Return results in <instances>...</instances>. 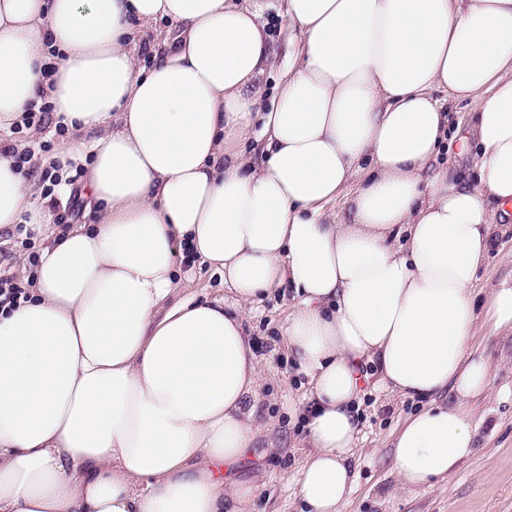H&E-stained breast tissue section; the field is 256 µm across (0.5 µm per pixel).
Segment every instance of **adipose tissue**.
I'll use <instances>...</instances> for the list:
<instances>
[{
  "instance_id": "obj_1",
  "label": "adipose tissue",
  "mask_w": 512,
  "mask_h": 512,
  "mask_svg": "<svg viewBox=\"0 0 512 512\" xmlns=\"http://www.w3.org/2000/svg\"><path fill=\"white\" fill-rule=\"evenodd\" d=\"M275 7L299 39L267 106L266 0H0V132L49 92L96 213L55 234L0 153V232L44 235L26 299L0 310V512H250L255 486L213 468L262 433L244 321L279 289L310 378L307 512H342L354 488L363 362L429 401L395 435L402 489L474 454L467 403L491 386L475 325L512 331V284L481 314L472 297L495 220L512 219V0ZM133 17L179 28L151 65ZM439 87L471 112L477 183L437 162ZM343 195L352 218L330 221ZM185 253L229 298H177Z\"/></svg>"
}]
</instances>
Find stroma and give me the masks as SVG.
Listing matches in <instances>:
<instances>
[{
  "instance_id": "obj_1",
  "label": "stroma",
  "mask_w": 512,
  "mask_h": 512,
  "mask_svg": "<svg viewBox=\"0 0 512 512\" xmlns=\"http://www.w3.org/2000/svg\"><path fill=\"white\" fill-rule=\"evenodd\" d=\"M265 19L277 62L263 81V96L269 102L282 80L292 32L287 19L275 12H266ZM42 245L36 234L26 248L14 236L0 238V268L25 283L32 273L30 258ZM477 278L475 304L481 308L490 288L512 280L511 230L496 233ZM292 303L287 292L264 297L247 324L263 372L259 395L247 406L263 433L246 458L216 471L219 477L257 486L253 512L302 509L294 486L280 479L281 474L296 473L304 454V422L293 405L305 392L308 378L284 348V322ZM471 347L485 356L492 375L491 391L468 404L476 451L447 480L413 491L398 488L391 466L392 444L398 426L424 402L391 394L379 385L373 364L363 366L360 434L352 459L357 479L344 512H512V335H491L480 325Z\"/></svg>"
}]
</instances>
